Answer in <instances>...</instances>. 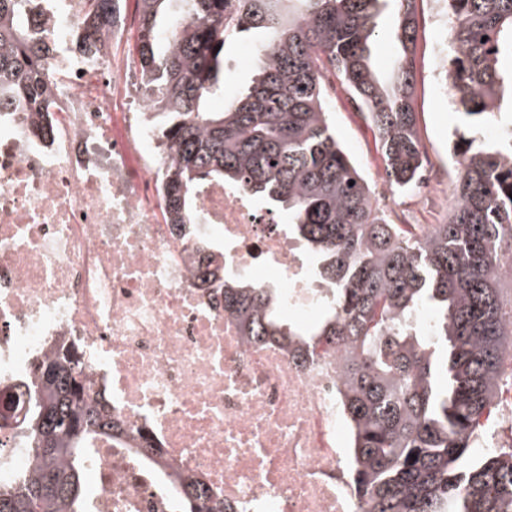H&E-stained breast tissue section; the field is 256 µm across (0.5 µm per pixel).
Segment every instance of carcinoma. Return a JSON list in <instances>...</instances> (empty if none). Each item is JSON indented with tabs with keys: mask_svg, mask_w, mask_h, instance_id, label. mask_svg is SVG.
Masks as SVG:
<instances>
[{
	"mask_svg": "<svg viewBox=\"0 0 512 512\" xmlns=\"http://www.w3.org/2000/svg\"><path fill=\"white\" fill-rule=\"evenodd\" d=\"M138 56L172 153L162 172L169 223H201L202 183L221 181L288 214L314 254L332 300L312 324L281 316L280 292L224 281V311L253 342L304 351L343 342L340 368L352 429L351 466L361 512H512V447L473 456L495 409L512 354V0H443L445 77L467 119L453 155L458 175L448 219L415 236L379 207L372 187L336 140L325 103L340 81L380 143L390 187L407 191L427 159L411 104L415 0H136ZM395 6L402 53L390 82L371 63L383 4ZM123 0H85L72 50L96 58ZM27 0H0V109L47 112L55 47L36 36ZM257 35L258 64L224 111V46ZM504 117L486 144L482 125ZM430 305L436 318L413 324ZM22 424L31 475L0 482V512H87L90 442L123 433L92 408L82 363L68 352L37 366ZM179 512H224L198 482L183 481Z\"/></svg>",
	"mask_w": 512,
	"mask_h": 512,
	"instance_id": "obj_1",
	"label": "carcinoma"
}]
</instances>
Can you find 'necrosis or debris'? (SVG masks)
Returning a JSON list of instances; mask_svg holds the SVG:
<instances>
[{"label": "necrosis or debris", "mask_w": 512, "mask_h": 512, "mask_svg": "<svg viewBox=\"0 0 512 512\" xmlns=\"http://www.w3.org/2000/svg\"><path fill=\"white\" fill-rule=\"evenodd\" d=\"M82 15V0H34L31 19L56 46L52 108L0 117V394L13 398L0 405V481L32 471L28 385L66 349L128 435L94 443L91 512H176L184 477L227 512H360L346 348L249 341L199 272L223 251L225 277L280 289L284 316L304 322L326 294L304 242L215 182L199 192L195 236L166 223L159 178L172 154L140 66L109 38L97 60L74 52Z\"/></svg>", "instance_id": "necrosis-or-debris-1"}]
</instances>
